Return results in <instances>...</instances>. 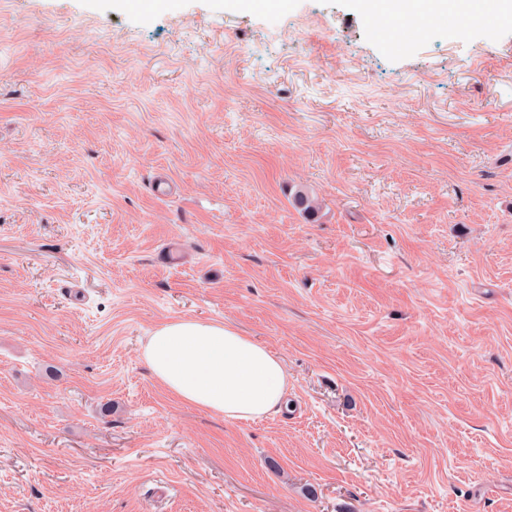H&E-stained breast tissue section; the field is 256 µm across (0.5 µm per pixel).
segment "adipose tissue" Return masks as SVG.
Returning <instances> with one entry per match:
<instances>
[{"mask_svg":"<svg viewBox=\"0 0 512 512\" xmlns=\"http://www.w3.org/2000/svg\"><path fill=\"white\" fill-rule=\"evenodd\" d=\"M469 0H357L371 19L405 17L422 26L466 14ZM153 376L184 404L232 420L259 419L288 406V374L269 347L221 322L173 319L142 349Z\"/></svg>","mask_w":512,"mask_h":512,"instance_id":"obj_1","label":"adipose tissue"}]
</instances>
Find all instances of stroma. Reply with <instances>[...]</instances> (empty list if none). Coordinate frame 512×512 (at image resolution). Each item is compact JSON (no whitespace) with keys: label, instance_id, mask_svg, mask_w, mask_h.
<instances>
[{"label":"stroma","instance_id":"obj_1","mask_svg":"<svg viewBox=\"0 0 512 512\" xmlns=\"http://www.w3.org/2000/svg\"><path fill=\"white\" fill-rule=\"evenodd\" d=\"M176 318L287 410L169 395ZM0 512H512V20L0 0ZM153 376L184 404L232 420L288 408V374L269 347L222 322L172 319L142 349Z\"/></svg>","mask_w":512,"mask_h":512}]
</instances>
